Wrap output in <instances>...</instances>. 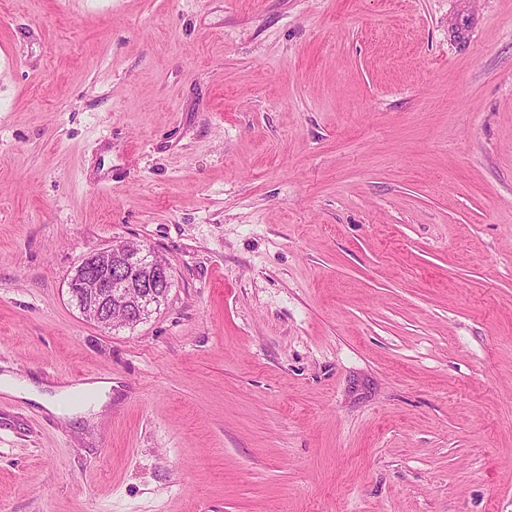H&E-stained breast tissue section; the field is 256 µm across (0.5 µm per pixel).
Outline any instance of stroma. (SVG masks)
<instances>
[{
  "instance_id": "35a3bbf8",
  "label": "stroma",
  "mask_w": 512,
  "mask_h": 512,
  "mask_svg": "<svg viewBox=\"0 0 512 512\" xmlns=\"http://www.w3.org/2000/svg\"><path fill=\"white\" fill-rule=\"evenodd\" d=\"M6 371L0 512H512V0H0ZM145 253L144 247L126 249L120 244H113L80 260L76 272L68 282V290L83 289L87 305L82 311L86 317L97 323H109L111 302L114 299L126 303L129 316L140 322L149 307L147 315L152 311L153 305H160L168 293V288L165 291L161 288V282L166 275H170L168 279L172 281L171 266L167 261L152 258L149 251L148 258H152L155 272L140 274L138 266L133 262ZM153 288H161L159 292L163 294L152 304ZM45 385H37L27 378H20L5 373L0 376V390L17 397L28 398L44 405L55 416L67 421L75 415L90 416L101 410L112 396V378L95 380L79 386L55 388L50 394L42 391ZM75 401L68 409H62L59 401Z\"/></svg>"
}]
</instances>
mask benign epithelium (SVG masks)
<instances>
[{
  "instance_id": "obj_1",
  "label": "benign epithelium",
  "mask_w": 512,
  "mask_h": 512,
  "mask_svg": "<svg viewBox=\"0 0 512 512\" xmlns=\"http://www.w3.org/2000/svg\"><path fill=\"white\" fill-rule=\"evenodd\" d=\"M145 253L143 247L126 249L114 244L80 260L68 287L83 289L86 317L97 323L109 322L111 302L115 300L127 304L130 317L141 319L152 304L153 289L161 287L165 276L172 274L170 264L155 257L154 272L139 273L134 260Z\"/></svg>"
}]
</instances>
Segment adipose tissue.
<instances>
[{"mask_svg": "<svg viewBox=\"0 0 512 512\" xmlns=\"http://www.w3.org/2000/svg\"><path fill=\"white\" fill-rule=\"evenodd\" d=\"M0 390L37 401L55 416L67 420L77 415L88 417L99 412L112 396V381L105 378L62 387L57 392L49 393L29 379L6 373L0 375Z\"/></svg>", "mask_w": 512, "mask_h": 512, "instance_id": "1", "label": "adipose tissue"}]
</instances>
